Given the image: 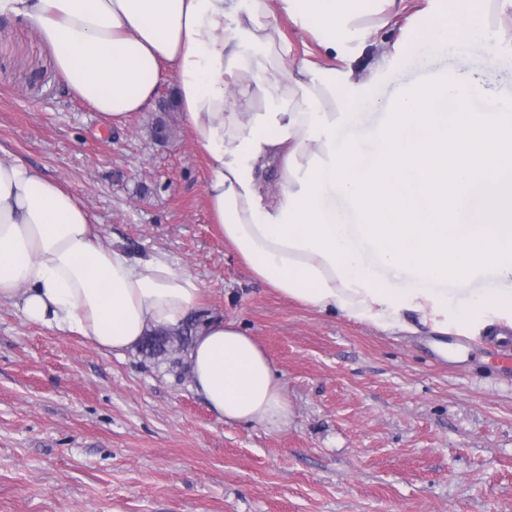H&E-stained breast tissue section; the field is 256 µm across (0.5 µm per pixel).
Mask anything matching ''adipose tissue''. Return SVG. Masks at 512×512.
Listing matches in <instances>:
<instances>
[{
    "label": "adipose tissue",
    "instance_id": "adipose-tissue-1",
    "mask_svg": "<svg viewBox=\"0 0 512 512\" xmlns=\"http://www.w3.org/2000/svg\"><path fill=\"white\" fill-rule=\"evenodd\" d=\"M279 2L334 58L411 17L360 80L290 63L270 0L231 12L224 0H0V18L38 29L69 93L105 126L126 124L171 77L208 161L213 222L282 296L388 333L512 326V113L467 70L477 41L492 63H512V0ZM448 53L458 71L439 92L409 88L382 124L363 125L396 66ZM447 192L453 205L434 223ZM489 274L496 287H479ZM201 299L191 273L106 244L69 189L0 149V302L120 356L179 327ZM186 360L192 389L224 422L291 423L271 358L238 323L210 318Z\"/></svg>",
    "mask_w": 512,
    "mask_h": 512
}]
</instances>
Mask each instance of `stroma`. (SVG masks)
<instances>
[{
    "label": "stroma",
    "instance_id": "obj_1",
    "mask_svg": "<svg viewBox=\"0 0 512 512\" xmlns=\"http://www.w3.org/2000/svg\"><path fill=\"white\" fill-rule=\"evenodd\" d=\"M274 21L293 59L357 69L375 55L325 59L284 11ZM54 57L34 27L0 21V148L70 189L112 246L193 274L199 316L237 321L264 347L295 417L226 423L141 347L105 353L1 303L0 512H512V381L491 372L481 338L447 359L428 331L386 334L253 279L210 220L202 151L161 108L173 85L103 134ZM489 58L475 44L471 74L512 97V65ZM456 68L449 54L397 66L367 121L423 72Z\"/></svg>",
    "mask_w": 512,
    "mask_h": 512
}]
</instances>
